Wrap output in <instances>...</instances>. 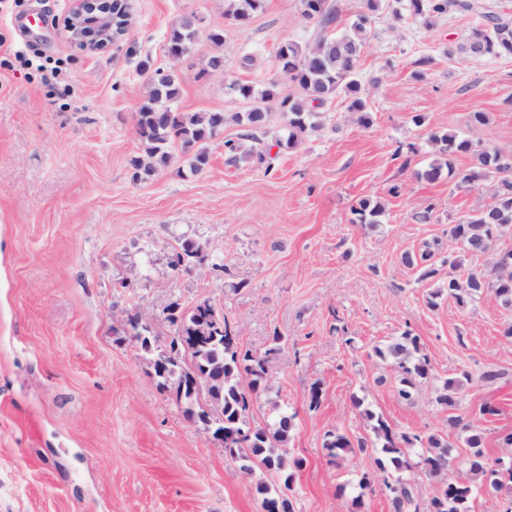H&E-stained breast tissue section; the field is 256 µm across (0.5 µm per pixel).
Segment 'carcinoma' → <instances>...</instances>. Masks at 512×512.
<instances>
[{
    "instance_id": "cac0c4a2",
    "label": "carcinoma",
    "mask_w": 512,
    "mask_h": 512,
    "mask_svg": "<svg viewBox=\"0 0 512 512\" xmlns=\"http://www.w3.org/2000/svg\"><path fill=\"white\" fill-rule=\"evenodd\" d=\"M384 0H366V11L359 14L349 30L334 36L330 30L338 20V11L327 4V0H303L304 16L316 21L319 38L301 45L297 42L285 43L286 50L277 52L278 71L288 72L285 80L302 91V96L280 95L279 82L272 80L262 90L251 83L238 80L230 85L232 93L251 103L245 112H195L184 114L175 104L180 96V78L176 69L154 71L148 81V91L135 114V130L142 145V153L131 159L137 174L145 177L154 175L160 168L168 166L173 159V151L181 147L193 151L189 158V171L196 175L209 165V143L220 135L228 122L244 128L242 137L260 143L257 133L267 134L271 111L288 116L287 146L296 143L298 134L317 128L311 122L316 112L309 109L308 103L322 106L329 99L344 93L351 98L349 110L366 112L367 104L357 79V68L362 48L371 32L372 16L382 8ZM410 16L423 19L428 26L450 12L481 13L487 25L474 28L457 51L466 52V46L473 40L484 42L487 56L512 57V18L483 11L481 0H406ZM264 8V0H229L225 18L238 23L248 21ZM198 40L194 22L185 18L175 23L169 33L167 51L177 48H192ZM436 146L435 157L422 171H416L420 180L435 181L442 172L458 179V184L471 188L490 186L489 202L499 208V222L486 223L482 217L467 215L451 225L449 233L460 244L458 256L448 260V267L459 270L468 257L494 253V261L489 270L471 273L465 278L448 276V295L460 305L475 299L481 292L498 295L501 302L512 307V281L506 282L497 277L501 251L496 248L499 237L505 228L512 224V176L502 174L500 152L483 150L477 154L475 167L458 171L455 168V155L472 149L471 143L457 135L446 133L433 136ZM224 158L228 165L236 164L246 155L258 162L265 159V150L252 149L246 153L242 143L229 138L224 140ZM384 210L379 203L361 199L353 207L355 223L377 224ZM435 252L426 247L420 254H406L403 261L408 266L422 265L424 276L429 278L436 273L432 260ZM176 326V337L169 347L179 349L168 354L154 347L155 332L128 324L142 336L141 347L154 352V357L163 361L164 374L160 382L175 384L176 393L183 394L178 402L184 405V413L190 418L201 417V409L193 407L190 397V382L194 379L218 375L224 378L222 397L223 420L217 429L224 432V453L240 462L246 475L254 474L259 468L275 475L279 483L269 485L256 483V492L262 497L263 512H292L289 500L284 498V489L291 488L296 471L303 462L288 457L286 445L293 428L292 418L282 415L272 425L247 426V415L252 397L268 390V362L271 355L280 350L281 337L273 338V345L262 355H257L241 347L238 338L214 306L207 303L198 311L187 315L172 311L168 316ZM377 358L393 365L400 373L399 395L409 399L421 381L429 378L428 359L420 354L417 337L406 333L385 347L374 348ZM469 376L450 378L440 388L437 401L449 407L455 404V395ZM362 415L370 424L371 447L379 457L378 467L391 474V482L386 488L392 493L396 512L412 504L415 495L420 493L417 486L404 478L414 468L412 452L422 448L420 464L431 476L440 478V486L429 500V512H471V500L485 484L503 485L500 476L508 475L512 481V465L493 469L488 466L484 451L483 437L468 423L462 428L469 432L466 442L470 457L465 471L453 475L451 449L448 440L430 436L423 440L418 435L393 432L387 421L369 408ZM330 460L335 461L353 452L354 445L344 434L336 433L325 444Z\"/></svg>"
}]
</instances>
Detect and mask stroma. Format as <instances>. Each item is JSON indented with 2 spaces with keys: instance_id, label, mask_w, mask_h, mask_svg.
<instances>
[{
  "instance_id": "35a3bbf8",
  "label": "stroma",
  "mask_w": 512,
  "mask_h": 512,
  "mask_svg": "<svg viewBox=\"0 0 512 512\" xmlns=\"http://www.w3.org/2000/svg\"><path fill=\"white\" fill-rule=\"evenodd\" d=\"M128 3L127 34L88 53L64 30L73 0H0V512H263L252 478L185 416L128 334L141 310L168 345L174 304L209 302L255 353L281 337L269 390L248 419L293 418L288 455L303 462L288 493L293 512H392L357 398L396 433L447 439L456 462L469 454L464 421L482 432L488 462L512 461L503 441L512 337L502 333L512 308L485 294L461 306L445 291L444 260L458 250L448 227L488 192L414 175L432 160L435 134L471 142L455 159L460 170L487 147L512 153V57L455 51L481 18L454 14L429 27L381 10L358 68L368 123L342 95L290 148L274 144L285 120L273 113L266 165L226 164L223 138L243 132L232 123L200 174L178 151L139 180L134 116L155 70L179 71L181 112H242L229 83L265 84L279 46L314 41L319 28L301 0H265L243 25L225 19L224 0ZM186 17L199 38L176 63L167 36ZM215 28L218 49L207 39ZM19 49L31 65L17 61ZM217 51L220 72L208 67ZM422 57L430 64L419 77ZM55 66L63 81L46 79ZM363 198L383 205L379 223H355ZM188 241L207 259L175 270ZM428 244L439 264L425 278L403 256ZM406 332L431 367L408 400L397 370L373 353ZM464 373L471 380L455 405L439 404L443 382ZM331 432L356 444L336 464L324 448Z\"/></svg>"
}]
</instances>
